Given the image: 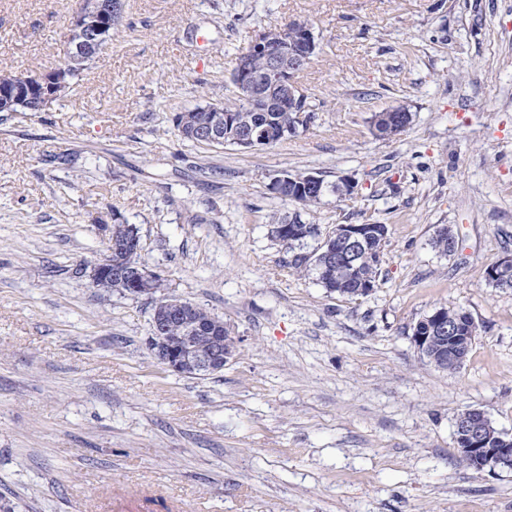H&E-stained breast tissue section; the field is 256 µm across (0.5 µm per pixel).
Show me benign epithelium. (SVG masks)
<instances>
[{
  "instance_id": "1",
  "label": "benign epithelium",
  "mask_w": 512,
  "mask_h": 512,
  "mask_svg": "<svg viewBox=\"0 0 512 512\" xmlns=\"http://www.w3.org/2000/svg\"><path fill=\"white\" fill-rule=\"evenodd\" d=\"M125 9L124 0H88L87 5L75 17L71 37L75 46L95 57L112 43V28ZM318 41L312 26L306 21H293L285 27L265 29L255 34L249 50L239 56L231 73V83L238 98L246 103L249 112H272V96L293 99L302 97L304 91L296 81L299 70L308 65L316 55ZM260 54L266 60L262 78H257L251 66L252 55ZM70 78L68 68L60 64L45 72H25L18 75L14 85L0 90V107L11 110L15 106L38 102L48 109L55 100L54 90L66 84ZM216 113L214 125L199 138L213 143L223 141L221 129H233L234 141L249 148L266 146L271 142V128L254 133L241 126L235 115L224 114V108L213 105ZM412 115L407 107L397 105L374 113L370 118V131L374 137L388 140L397 138L409 125ZM288 187L292 193L306 195L319 201L326 193L324 179L314 173L304 179L288 171L281 172L272 182V190L279 192ZM373 236L358 224H339L335 231L323 241L325 251L319 256L318 265L341 263L355 267L370 252ZM107 252L91 268V277L106 268L116 283L127 293L135 291L138 280L149 277L161 284L156 271L137 262L143 249L137 234L118 240L108 233L104 238ZM512 266V258H505L490 265L486 277L494 287L507 285L505 271ZM195 304L178 296H166L155 303L151 316V336L148 348L155 358L168 370L186 376L207 375L224 370V364L232 355L235 340L226 326L211 327L210 346L201 350L195 344V333L201 328H191L184 336L171 339L166 336L167 324L174 319H185L194 310ZM433 335H414L413 342L421 353H426L437 342L447 341L448 354L432 363L448 371H456L463 365L473 341V326L463 323H448V314L434 311L428 317ZM454 441L457 453L471 460L472 470L487 469L512 471V436L499 431L487 414L479 409H467L454 420Z\"/></svg>"
}]
</instances>
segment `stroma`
Returning <instances> with one entry per match:
<instances>
[{
  "instance_id": "obj_1",
  "label": "stroma",
  "mask_w": 512,
  "mask_h": 512,
  "mask_svg": "<svg viewBox=\"0 0 512 512\" xmlns=\"http://www.w3.org/2000/svg\"><path fill=\"white\" fill-rule=\"evenodd\" d=\"M84 0H0V70L54 69ZM309 20L316 114L242 150L182 140L176 113L233 101L261 30ZM413 114L375 139L373 113ZM328 184L286 248L270 189ZM385 224L358 299L293 268L340 224ZM138 228L156 295L93 288L102 225ZM449 226L450 256L432 245ZM512 0H125L112 43L44 112H0V500L14 512H512V471L457 462L454 419L512 435ZM223 320L222 372L185 377L147 340L156 297ZM477 335L462 367L412 341L434 308ZM272 229L271 232H273L276 228L281 226H288V225H296L299 228L305 229V233L303 236V239L300 240L299 238H288V234L292 233L295 228L292 226L289 228L288 231L283 235L282 239L279 241L283 243L284 245H287L289 249L294 248L295 245H300L304 242L305 239L308 237H314L318 235V230L315 224H310L305 221V219L302 218V212L300 210H297L293 213L292 216H283V217H277L276 215L272 216L271 219Z\"/></svg>"
}]
</instances>
